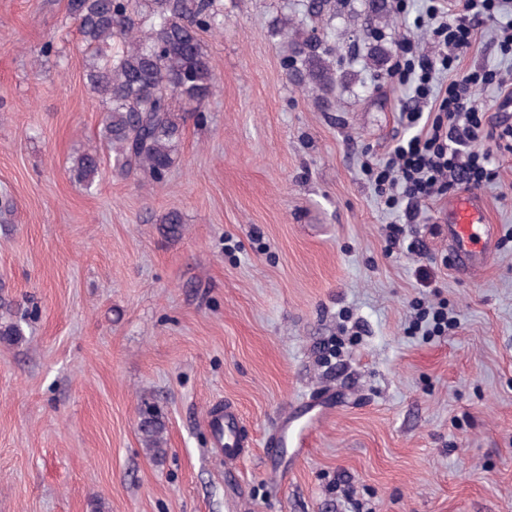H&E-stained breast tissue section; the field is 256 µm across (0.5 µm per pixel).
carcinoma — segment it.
<instances>
[{
  "instance_id": "1",
  "label": "carcinoma",
  "mask_w": 512,
  "mask_h": 512,
  "mask_svg": "<svg viewBox=\"0 0 512 512\" xmlns=\"http://www.w3.org/2000/svg\"><path fill=\"white\" fill-rule=\"evenodd\" d=\"M86 58L87 80L104 105L100 136L113 166L143 184L164 181L181 140L179 102L195 112L216 89V74L200 33L219 30L218 0H68ZM333 49L317 30L291 45L286 69L327 97L336 86ZM100 170L93 153L77 156L74 179L91 188ZM138 432L156 459L167 452L166 421L148 402L139 407Z\"/></svg>"
}]
</instances>
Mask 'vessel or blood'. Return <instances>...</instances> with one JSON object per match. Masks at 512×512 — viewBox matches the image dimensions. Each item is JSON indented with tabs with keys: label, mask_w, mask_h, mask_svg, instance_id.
I'll return each mask as SVG.
<instances>
[{
	"label": "vessel or blood",
	"mask_w": 512,
	"mask_h": 512,
	"mask_svg": "<svg viewBox=\"0 0 512 512\" xmlns=\"http://www.w3.org/2000/svg\"><path fill=\"white\" fill-rule=\"evenodd\" d=\"M447 225L448 242L459 263L469 269L481 268L492 226L480 194L465 193L449 202L442 213ZM239 413L234 408L209 410L207 422L216 446L226 463L237 462L246 450L238 430Z\"/></svg>",
	"instance_id": "vessel-or-blood-1"
}]
</instances>
